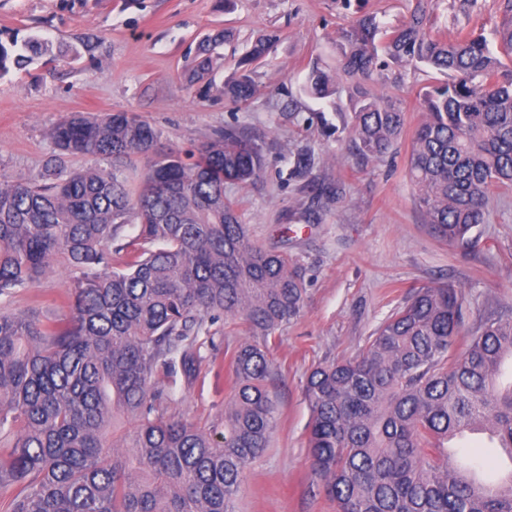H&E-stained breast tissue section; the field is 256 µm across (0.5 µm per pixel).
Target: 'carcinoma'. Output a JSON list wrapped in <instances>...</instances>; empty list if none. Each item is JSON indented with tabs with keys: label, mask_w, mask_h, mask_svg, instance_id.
I'll use <instances>...</instances> for the list:
<instances>
[{
	"label": "carcinoma",
	"mask_w": 512,
	"mask_h": 512,
	"mask_svg": "<svg viewBox=\"0 0 512 512\" xmlns=\"http://www.w3.org/2000/svg\"><path fill=\"white\" fill-rule=\"evenodd\" d=\"M429 0L388 31L363 15L342 31L340 69L355 82L352 140L364 161L383 158L404 125L401 100L370 97L395 85L384 55L445 79L419 93L424 112L408 175L432 235L473 243L495 189L512 187V0L497 52L482 34L453 41L429 31ZM258 39L239 61L264 57ZM52 53L32 38L0 42V76ZM305 91L337 94L319 66ZM247 71L224 97L250 101ZM50 136L59 156L40 185L0 180V295L36 282L56 262L78 276L64 318L0 313V490L7 512H235L247 466L276 423L270 340L304 306L298 262L255 245L227 183L248 185L264 146L226 128L195 161L155 151L159 133L133 112L68 117ZM143 156L137 191L102 169L68 170L65 156ZM136 219L139 232L121 243ZM462 288L423 285L367 337L359 357L320 363L306 381L310 467L336 512H512V471L486 483L453 460L448 441L477 426L512 457V319L491 318L451 353L464 323ZM242 319L253 340L230 358L233 393L209 429L167 417L158 373L199 375L218 315ZM134 429L116 437L118 422Z\"/></svg>",
	"instance_id": "1"
}]
</instances>
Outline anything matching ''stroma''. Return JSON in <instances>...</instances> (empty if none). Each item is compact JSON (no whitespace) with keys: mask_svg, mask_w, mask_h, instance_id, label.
I'll return each instance as SVG.
<instances>
[{"mask_svg":"<svg viewBox=\"0 0 512 512\" xmlns=\"http://www.w3.org/2000/svg\"><path fill=\"white\" fill-rule=\"evenodd\" d=\"M416 0H0V41L36 36L53 53L0 77V177L39 181L56 153L50 129L78 113L128 111L161 133V145L183 157L224 127L263 142L265 165L252 184L224 187L236 201L253 242L300 261L304 309L269 349L279 399L277 428L267 450L247 470L237 512H336L311 474L306 439L310 412L304 385L311 368L360 355L368 336L419 286L452 281L465 294V324L512 319V189L490 196L489 221L475 228L473 248L436 240L427 230L408 157L422 113L418 91L432 83L426 68H405L398 87L367 85L375 96L402 101L405 126L388 156L364 162L351 149L352 83L342 80L336 105L308 95L312 66L335 71L339 31L355 17L374 15L390 29L410 17ZM500 0H433L431 31L454 39L485 36L496 48ZM222 35L201 80L186 76L205 37ZM274 38L268 55L250 65L258 87L241 107L224 84L252 42ZM96 43L87 51L86 43ZM310 155L299 169L297 158ZM73 277L54 264L38 282L0 296V311L35 313L49 321L66 311ZM212 345L202 349L194 385L162 377L171 392L167 414L211 426L232 395L229 357L252 333L241 319L220 316ZM458 454L488 472L512 463L486 434L457 441Z\"/></svg>","mask_w":512,"mask_h":512,"instance_id":"stroma-1","label":"stroma"}]
</instances>
